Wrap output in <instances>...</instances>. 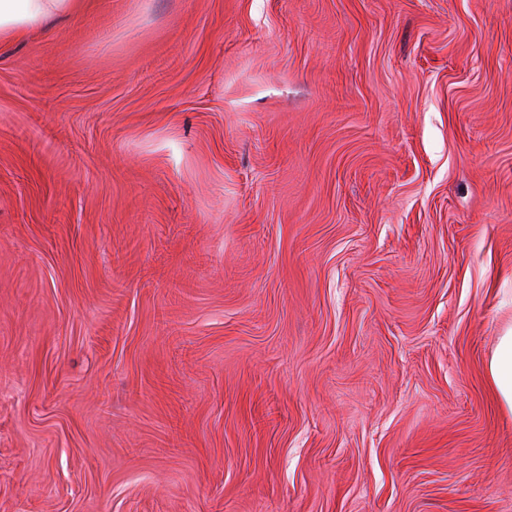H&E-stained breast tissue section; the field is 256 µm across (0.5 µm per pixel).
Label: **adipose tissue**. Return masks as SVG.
<instances>
[{
	"mask_svg": "<svg viewBox=\"0 0 512 512\" xmlns=\"http://www.w3.org/2000/svg\"><path fill=\"white\" fill-rule=\"evenodd\" d=\"M85 6L86 0H0V40L23 38L51 16L74 15ZM488 370L500 403L512 413V328L499 337Z\"/></svg>",
	"mask_w": 512,
	"mask_h": 512,
	"instance_id": "1",
	"label": "adipose tissue"
}]
</instances>
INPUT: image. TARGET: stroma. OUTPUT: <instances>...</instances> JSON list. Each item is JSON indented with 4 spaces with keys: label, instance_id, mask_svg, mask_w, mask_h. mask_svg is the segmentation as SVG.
<instances>
[{
    "label": "stroma",
    "instance_id": "1",
    "mask_svg": "<svg viewBox=\"0 0 512 512\" xmlns=\"http://www.w3.org/2000/svg\"><path fill=\"white\" fill-rule=\"evenodd\" d=\"M512 0H90L0 41V512H512ZM488 370L498 400L505 410L512 413V327L499 336Z\"/></svg>",
    "mask_w": 512,
    "mask_h": 512
}]
</instances>
